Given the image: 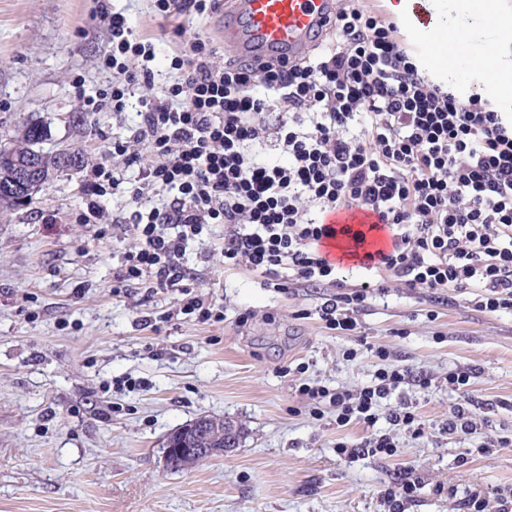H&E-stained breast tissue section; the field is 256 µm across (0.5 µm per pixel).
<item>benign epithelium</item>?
I'll list each match as a JSON object with an SVG mask.
<instances>
[{
    "instance_id": "benign-epithelium-1",
    "label": "benign epithelium",
    "mask_w": 512,
    "mask_h": 512,
    "mask_svg": "<svg viewBox=\"0 0 512 512\" xmlns=\"http://www.w3.org/2000/svg\"><path fill=\"white\" fill-rule=\"evenodd\" d=\"M69 156L66 149L48 151L39 147L17 157L13 148L1 144L0 168L9 171L5 190L25 200L34 199L58 171L74 168L68 163ZM212 426L222 432L224 445L221 447L204 437V430ZM238 433L239 426L232 421L201 417L178 428L169 436V441L180 445V452L187 464L197 465L231 451L238 443Z\"/></svg>"
}]
</instances>
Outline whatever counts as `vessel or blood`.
<instances>
[{
	"mask_svg": "<svg viewBox=\"0 0 512 512\" xmlns=\"http://www.w3.org/2000/svg\"><path fill=\"white\" fill-rule=\"evenodd\" d=\"M333 11V0H238L224 12V38L247 61L294 59L317 41Z\"/></svg>",
	"mask_w": 512,
	"mask_h": 512,
	"instance_id": "obj_1",
	"label": "vessel or blood"
}]
</instances>
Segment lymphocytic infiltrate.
<instances>
[{
    "label": "lymphocytic infiltrate",
    "instance_id": "obj_1",
    "mask_svg": "<svg viewBox=\"0 0 512 512\" xmlns=\"http://www.w3.org/2000/svg\"><path fill=\"white\" fill-rule=\"evenodd\" d=\"M332 27L335 45L302 62L230 58L217 67L201 37L172 57L178 80L143 100L137 124L107 147L131 166L137 145L156 157L112 217L113 229H132L139 241L115 272L116 292L183 291L189 241L220 224L225 265H245L267 287H335L318 310L329 329L351 336L356 312L391 280L447 287L482 313L512 312V128L478 99L460 102L419 78L393 25L376 13L344 8ZM109 30L119 115L136 89L153 85L155 48L131 41L122 14ZM267 141L284 162L255 158L253 146ZM167 190L171 198L143 209ZM353 209L374 213L392 244L372 253L365 233L350 230L363 251L356 267L370 273L350 289L319 243L333 233L324 215ZM473 377L468 369L448 375L459 397L442 426L449 437L477 431ZM412 380L424 390L432 384L393 365L353 394L308 383L299 391L336 407L338 426L373 427L382 400Z\"/></svg>",
    "mask_w": 512,
    "mask_h": 512
}]
</instances>
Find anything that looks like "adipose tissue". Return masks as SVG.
<instances>
[{"label":"adipose tissue","instance_id":"ef3b65f1","mask_svg":"<svg viewBox=\"0 0 512 512\" xmlns=\"http://www.w3.org/2000/svg\"><path fill=\"white\" fill-rule=\"evenodd\" d=\"M427 83L460 100L478 96L512 125V9L506 0H386ZM452 32L460 41H449Z\"/></svg>","mask_w":512,"mask_h":512}]
</instances>
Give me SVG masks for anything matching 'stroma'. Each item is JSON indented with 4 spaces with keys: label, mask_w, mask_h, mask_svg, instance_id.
<instances>
[{
    "label": "stroma",
    "mask_w": 512,
    "mask_h": 512,
    "mask_svg": "<svg viewBox=\"0 0 512 512\" xmlns=\"http://www.w3.org/2000/svg\"><path fill=\"white\" fill-rule=\"evenodd\" d=\"M115 12L154 44L156 84L174 79L170 57L197 36L213 41L215 65L233 54L216 15L165 17L153 0H0V141L46 121L47 149L86 159L39 199L0 213V512H381L385 484L407 467L421 487L406 512H458L462 497L512 485V446L479 457L480 434L440 431L458 400L449 372L473 368L477 417L512 434V313L396 284L349 336L321 320L322 289L267 288L225 267L219 225L187 257L191 287L223 303L222 322L180 315L177 293L114 294L113 273L137 240L105 229L126 198L108 195L86 224L83 187L106 138L154 93L140 88L125 114L112 112ZM389 364L432 378L430 389L392 397L414 403L420 432L391 427L382 408L376 428L392 433L396 456L337 455V440L359 441L366 428L337 426L335 408L299 384L354 392ZM202 416L242 427L238 447L164 469L166 437Z\"/></svg>",
    "instance_id": "35a3bbf8"
}]
</instances>
